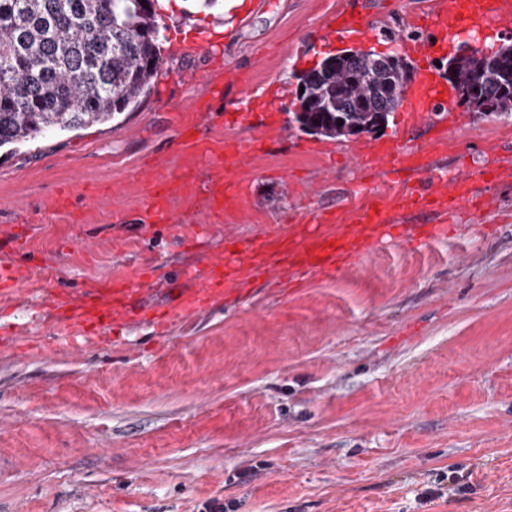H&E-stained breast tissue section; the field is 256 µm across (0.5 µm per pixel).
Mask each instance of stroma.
I'll list each match as a JSON object with an SVG mask.
<instances>
[{
	"mask_svg": "<svg viewBox=\"0 0 512 512\" xmlns=\"http://www.w3.org/2000/svg\"><path fill=\"white\" fill-rule=\"evenodd\" d=\"M427 0H154L162 66L112 120L0 148V262L33 271L0 313V512H512V119L404 109L375 133L336 140L299 130L297 76L356 48L404 55L430 44L410 19ZM372 14L375 37L339 36L338 12ZM196 33L194 53L177 48ZM224 78V93L210 88ZM273 113L267 150L243 172L244 198L214 218L205 198L150 223L133 169L191 164L188 134L245 136L243 88ZM410 135L432 170L473 172L482 212L459 205L448 236L377 247L362 264L280 296L252 292L155 335L149 323L105 344H56L50 295L115 277L165 289L187 265L282 224L357 223L424 191L384 186L352 151ZM36 214L40 223H25ZM80 223H73L72 215Z\"/></svg>",
	"mask_w": 512,
	"mask_h": 512,
	"instance_id": "1",
	"label": "stroma"
}]
</instances>
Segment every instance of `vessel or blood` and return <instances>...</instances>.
Wrapping results in <instances>:
<instances>
[{"label": "vessel or blood", "mask_w": 512, "mask_h": 512, "mask_svg": "<svg viewBox=\"0 0 512 512\" xmlns=\"http://www.w3.org/2000/svg\"><path fill=\"white\" fill-rule=\"evenodd\" d=\"M512 17V0H429L422 14L425 25L441 33L450 42L461 32H479L491 24ZM442 86L430 80L407 91V111L423 114L430 104L442 102ZM192 146L195 158L205 162H223L239 168L265 149L264 136L215 141L196 138ZM358 164L378 167L385 175L403 172L427 173L420 151L404 140L375 145L355 153ZM137 180L149 186L147 207L156 223L167 222L174 200L205 197L211 209L223 210L225 204L239 197L237 184L224 179L198 181L192 171L168 178L158 172H140ZM447 225L429 224L415 230L409 224L392 223L383 209L369 206L359 222L340 234L329 236L313 224H290L285 229L255 239L239 251H225L223 257L209 261L205 284L184 289L175 308L178 316L188 319L201 311L222 304L231 295L233 285L259 276L273 279L289 277L296 282L310 274L334 277L347 265L362 260L385 237L397 238L408 245L446 236ZM31 277L24 266H0V300L19 296ZM142 289L115 279L76 294L58 296L55 308L45 311L57 330L58 340L69 343L75 331L92 337L130 323L144 320L140 305Z\"/></svg>", "instance_id": "b4317fda"}]
</instances>
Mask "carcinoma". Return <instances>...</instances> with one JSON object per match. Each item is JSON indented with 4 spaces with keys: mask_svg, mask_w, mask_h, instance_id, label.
Returning <instances> with one entry per match:
<instances>
[{
    "mask_svg": "<svg viewBox=\"0 0 512 512\" xmlns=\"http://www.w3.org/2000/svg\"><path fill=\"white\" fill-rule=\"evenodd\" d=\"M163 26L153 0H0V148L51 130L109 121L150 87L161 67ZM488 116L512 117V44L448 59V75L473 81L479 57ZM407 62L374 50L329 55L297 75L298 128L329 139L376 132L403 100Z\"/></svg>",
    "mask_w": 512,
    "mask_h": 512,
    "instance_id": "cac0c4a2",
    "label": "carcinoma"
}]
</instances>
